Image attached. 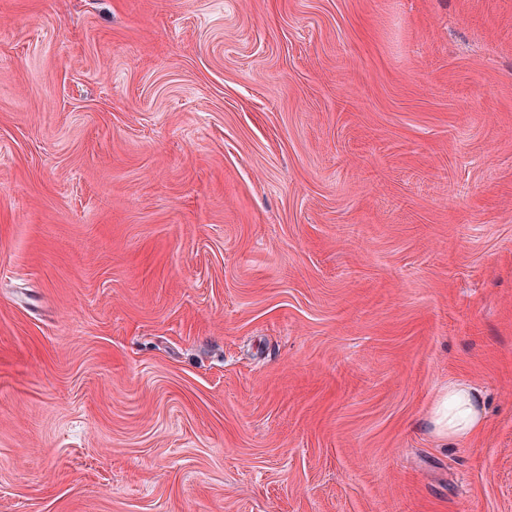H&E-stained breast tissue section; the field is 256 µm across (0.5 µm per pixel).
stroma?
Masks as SVG:
<instances>
[{"label": "stroma", "mask_w": 512, "mask_h": 512, "mask_svg": "<svg viewBox=\"0 0 512 512\" xmlns=\"http://www.w3.org/2000/svg\"><path fill=\"white\" fill-rule=\"evenodd\" d=\"M0 512H512V0H0ZM431 421L441 436L452 440L469 438L482 421L478 391L463 384H448L436 402Z\"/></svg>", "instance_id": "35a3bbf8"}]
</instances>
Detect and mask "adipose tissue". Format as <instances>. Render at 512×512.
<instances>
[{
    "label": "adipose tissue",
    "instance_id": "ef3b65f1",
    "mask_svg": "<svg viewBox=\"0 0 512 512\" xmlns=\"http://www.w3.org/2000/svg\"><path fill=\"white\" fill-rule=\"evenodd\" d=\"M431 421L441 436L452 440L469 438L481 423L478 391L463 384H449L436 402Z\"/></svg>",
    "mask_w": 512,
    "mask_h": 512
}]
</instances>
